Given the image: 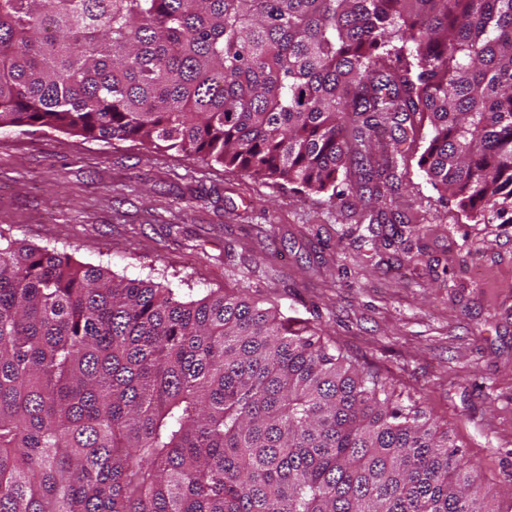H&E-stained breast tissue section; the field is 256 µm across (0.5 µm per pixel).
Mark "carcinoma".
Instances as JSON below:
<instances>
[{
	"instance_id": "1",
	"label": "carcinoma",
	"mask_w": 512,
	"mask_h": 512,
	"mask_svg": "<svg viewBox=\"0 0 512 512\" xmlns=\"http://www.w3.org/2000/svg\"><path fill=\"white\" fill-rule=\"evenodd\" d=\"M512 215V0H0V128ZM427 133H422V130ZM394 384L248 291L0 246V512H499Z\"/></svg>"
}]
</instances>
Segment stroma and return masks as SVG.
<instances>
[{"label": "stroma", "instance_id": "obj_1", "mask_svg": "<svg viewBox=\"0 0 512 512\" xmlns=\"http://www.w3.org/2000/svg\"><path fill=\"white\" fill-rule=\"evenodd\" d=\"M357 182L332 204L137 141L0 129L1 234L187 301L249 289L420 401L512 505V224L461 218L415 166L377 199Z\"/></svg>", "mask_w": 512, "mask_h": 512}]
</instances>
